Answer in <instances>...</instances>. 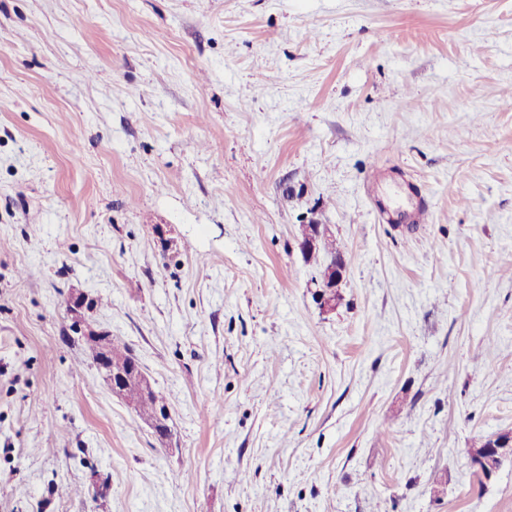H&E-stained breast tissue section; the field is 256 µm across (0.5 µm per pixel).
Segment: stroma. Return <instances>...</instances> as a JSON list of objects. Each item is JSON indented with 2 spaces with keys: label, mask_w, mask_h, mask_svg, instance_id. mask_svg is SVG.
<instances>
[{
  "label": "stroma",
  "mask_w": 512,
  "mask_h": 512,
  "mask_svg": "<svg viewBox=\"0 0 512 512\" xmlns=\"http://www.w3.org/2000/svg\"><path fill=\"white\" fill-rule=\"evenodd\" d=\"M510 431L512 0H0V512H512ZM314 225L316 232L310 233L306 237L307 228L302 229V235L303 237L299 238L297 241V246L302 255L308 254L312 251H315L321 242L322 244V250L325 252L326 256L330 257V260L336 257V254L340 251L336 247V242L334 240L328 242L327 240L323 239L328 232V229L323 224L318 223H311ZM323 239V242L321 241ZM320 254V247L313 253L309 254L308 257H306V261L315 260L317 261ZM346 270V263L342 262L327 266L321 273L319 290L316 291V300L323 310H333L339 300L340 287ZM66 308L72 323L78 332L85 339L97 343L102 353L105 354L108 351L110 342L112 341V346L108 352V359L112 369L116 371L127 372L132 368L141 371L130 379H126L124 376L119 379H115L112 375V369L107 368L104 365H100L98 367L112 393L118 397L122 396V399L127 403L128 406L134 409V412L140 419L146 420L153 417V419L145 421V425L149 427L153 432H155L156 436L165 445V447L172 448L173 442L172 432L169 425V407H165L164 410L166 418L161 415L154 417L157 411L156 398L152 395L145 394L142 388H144L146 392H152L155 395L156 393L154 392V388L149 376L142 372V366L137 357L133 354L130 347L112 337V335L107 330L95 327L93 324L87 321L86 311L88 309V301L84 295L71 294L66 300ZM86 345V349L90 357L92 358L93 362L96 363L100 351L94 345ZM130 381L138 382L142 388L136 384H127L123 391L125 382ZM504 434L505 433H500L494 436L492 438L493 443L486 447H483L486 441H480L482 455L477 456V462L474 466L480 477L485 480H489L500 469L504 462H512V433L508 432L505 437L499 438L500 435ZM497 439V443H494Z\"/></svg>",
  "instance_id": "35a3bbf8"
}]
</instances>
